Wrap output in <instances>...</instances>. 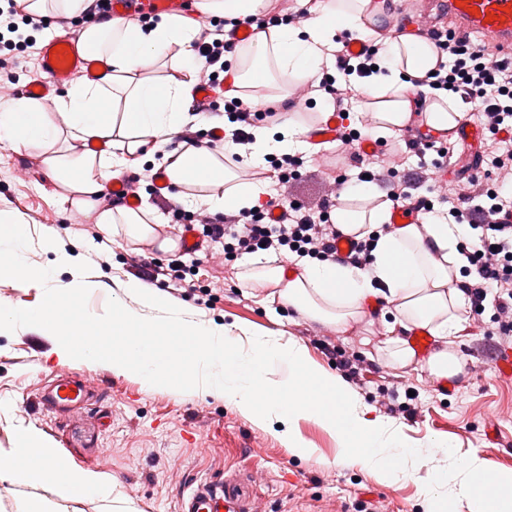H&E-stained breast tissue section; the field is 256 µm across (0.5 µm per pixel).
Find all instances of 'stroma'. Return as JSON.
<instances>
[{"label":"stroma","instance_id":"35a3bbf8","mask_svg":"<svg viewBox=\"0 0 512 512\" xmlns=\"http://www.w3.org/2000/svg\"><path fill=\"white\" fill-rule=\"evenodd\" d=\"M55 181L37 152L0 142V210L19 217L30 244L28 264L53 269V286L70 283L75 262L90 266L85 279L94 288L88 306L104 312L129 282L164 292L195 318L263 336H281L305 345L320 367L341 376L370 415L399 427L407 442L452 443L459 456H477L483 468L512 473V380L489 370L512 337L496 332L493 308L464 312L451 349L462 370L448 382L432 380L425 358L417 368L395 365L381 342L394 326L389 302L365 310L361 320L339 330L302 318L281 305L272 285L243 279L249 255L233 257L221 248L197 256L182 249L130 242L104 231L93 209L61 202ZM71 257L57 267L59 256ZM192 264L191 284L142 274L141 264ZM344 355L352 369L341 368ZM83 371L103 381L89 413L54 415L38 398L56 374ZM414 404L415 414L405 411ZM35 430L70 465L98 473L115 487L116 499L73 494L64 487L24 480L0 481V512H35L52 503L55 512H179L199 483L213 481L237 493L251 512H429L424 491L449 458L437 455L410 469L406 478L385 483L370 469L345 458L335 437L315 422L298 424L313 456H298L276 435L225 404L223 398L148 387L136 377L113 372L111 364L59 356L57 340L38 327L0 331V448L15 447L22 429Z\"/></svg>","mask_w":512,"mask_h":512}]
</instances>
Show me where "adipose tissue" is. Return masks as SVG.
Instances as JSON below:
<instances>
[{
  "instance_id": "obj_1",
  "label": "adipose tissue",
  "mask_w": 512,
  "mask_h": 512,
  "mask_svg": "<svg viewBox=\"0 0 512 512\" xmlns=\"http://www.w3.org/2000/svg\"><path fill=\"white\" fill-rule=\"evenodd\" d=\"M388 6V0H322L306 30L281 25L256 32L244 49L252 65L239 72L236 80L244 101L253 102L251 88L264 87L267 101L287 103L289 79L315 77L325 61L322 48L337 32L367 37L365 17L385 15ZM194 35L192 22L176 16L143 27L116 20L108 30H84L81 43L107 59V79L73 84L56 101L62 116L58 122L33 98L0 105V142L39 150L48 175L69 189L70 204L97 208L98 222L105 230H122L132 241L159 240L166 251L174 250L176 244L159 239L147 209L101 206L102 193L123 170L141 168L158 155L166 164L176 202L194 195L219 212L253 207L265 195V185L239 180L214 152L191 147L170 156L162 151L196 119L189 108L197 74L192 62ZM174 45L179 46L182 60L178 77L163 81L144 77V69L159 64ZM436 64L437 54L423 38L404 34L386 41L378 74L356 86L370 112L373 137L394 134L410 122L418 92L412 80L425 76ZM304 131V124L292 117L273 130L259 126L253 130V142L239 152L246 164L259 165L267 154L301 147ZM75 143L83 146L76 154L71 151ZM346 198L332 211L331 219L345 234L373 236L368 269L305 261L293 279H285L283 267L276 266L264 268L259 280L279 285L281 303L303 318L337 327L360 318L367 298L384 295L402 329L401 335L384 339L394 363L402 368L414 365L415 353L405 334L422 327L443 342L427 360L430 376L456 375L461 361L444 342L459 330L466 301L461 276L450 273L451 267L466 262L456 249L459 225L435 219L387 230L383 224L388 207H367L366 187H351ZM53 454L35 431H23L15 448H0V480L59 482L76 492L110 495L106 479L72 466L55 468Z\"/></svg>"
}]
</instances>
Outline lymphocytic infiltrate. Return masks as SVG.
I'll list each match as a JSON object with an SVG mask.
<instances>
[{"label":"lymphocytic infiltrate","instance_id":"1","mask_svg":"<svg viewBox=\"0 0 512 512\" xmlns=\"http://www.w3.org/2000/svg\"><path fill=\"white\" fill-rule=\"evenodd\" d=\"M436 49L438 67L430 76L435 86L448 90L462 103L474 105L485 118L490 133L512 129V61L493 59L486 45L468 39L430 36ZM199 67V81L212 82L217 64L236 45L219 36L210 25L200 26L194 41ZM376 49L357 56L335 51L334 68H323L317 88L327 96L333 111L349 112L352 89L350 78L370 77L376 65ZM488 166L496 181L495 188H486L474 178L462 202L452 203L446 219L464 226L477 245L467 259L473 278L464 288L473 314H482L486 307L496 310L498 333L512 335V224L500 223L502 215L512 213V141L501 140L489 156ZM279 208L278 220H270L269 207ZM330 205L319 210L293 206L279 199L271 206H258L240 212L225 222L203 217L202 233L225 250L252 254L261 250H289L298 256L321 261L345 260L357 267H366L368 243L352 239L346 255H339L336 241L340 232L330 222Z\"/></svg>","mask_w":512,"mask_h":512}]
</instances>
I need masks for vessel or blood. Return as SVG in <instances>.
<instances>
[{
  "label": "vessel or blood",
  "mask_w": 512,
  "mask_h": 512,
  "mask_svg": "<svg viewBox=\"0 0 512 512\" xmlns=\"http://www.w3.org/2000/svg\"><path fill=\"white\" fill-rule=\"evenodd\" d=\"M505 8L504 20L487 21L486 16L494 7ZM106 12L112 19L135 24L161 15L199 18L195 0H107ZM448 16L453 21L454 36L479 35L495 43L502 53L512 55V0H414L412 6L401 7L397 20L405 29L421 32L433 28L434 18ZM66 49L54 52L53 41H45L40 50V66L46 78L23 88L24 94L47 100L66 87L74 78L83 77L98 81L106 73L102 61L96 59L92 49L80 47L77 39L63 37ZM344 122L338 115L309 127L306 139L313 144L335 140ZM457 139L466 143L472 158H479L485 142L484 130L465 122L456 130ZM94 396L87 376L63 375L44 386L39 399L48 410L86 408ZM179 512H246L238 497L225 494L223 487L209 483L200 484L186 499Z\"/></svg>",
  "instance_id": "b4317fda"
}]
</instances>
